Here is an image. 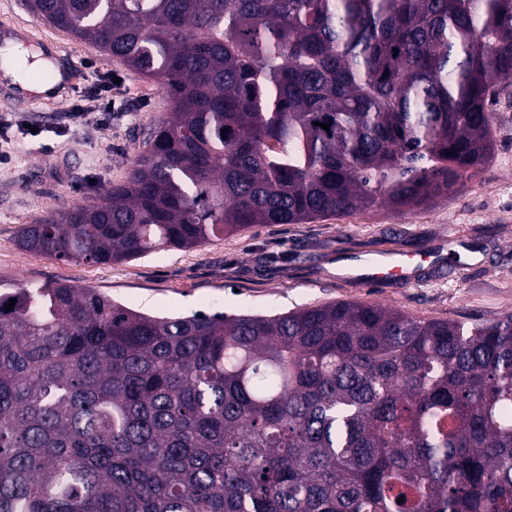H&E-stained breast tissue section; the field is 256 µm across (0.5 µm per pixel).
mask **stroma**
<instances>
[{
	"label": "stroma",
	"instance_id": "1",
	"mask_svg": "<svg viewBox=\"0 0 512 512\" xmlns=\"http://www.w3.org/2000/svg\"><path fill=\"white\" fill-rule=\"evenodd\" d=\"M53 50L68 70L62 100L18 101L0 86V138L14 142L0 164V289L67 281L127 307L166 316L203 311L274 315L341 300L385 305L420 319L482 323L512 313V82L494 112L491 159L447 198L397 214L385 207L308 224H257L190 249L109 266L43 257L19 248L16 232L123 183L150 128L170 110L165 91L93 44L37 19L29 0H0V32ZM121 82L112 107L60 135L61 117L94 82ZM38 136H28L30 128ZM420 250L437 262L410 280L368 284L338 274L354 258Z\"/></svg>",
	"mask_w": 512,
	"mask_h": 512
}]
</instances>
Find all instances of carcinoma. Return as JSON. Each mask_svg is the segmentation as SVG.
<instances>
[{"instance_id":"obj_1","label":"carcinoma","mask_w":512,"mask_h":512,"mask_svg":"<svg viewBox=\"0 0 512 512\" xmlns=\"http://www.w3.org/2000/svg\"><path fill=\"white\" fill-rule=\"evenodd\" d=\"M29 6L171 103L124 183L19 230L60 261L420 209L491 158L512 78V0ZM0 512H512V314L158 317L67 281L0 291Z\"/></svg>"}]
</instances>
